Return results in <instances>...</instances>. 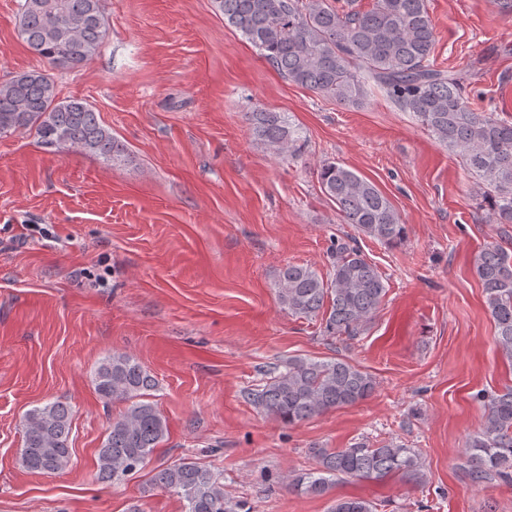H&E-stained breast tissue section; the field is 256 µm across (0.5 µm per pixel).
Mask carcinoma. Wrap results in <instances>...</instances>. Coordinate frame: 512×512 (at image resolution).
I'll list each match as a JSON object with an SVG mask.
<instances>
[{
    "label": "carcinoma",
    "instance_id": "obj_1",
    "mask_svg": "<svg viewBox=\"0 0 512 512\" xmlns=\"http://www.w3.org/2000/svg\"><path fill=\"white\" fill-rule=\"evenodd\" d=\"M224 19L293 84L341 105H356L374 84L409 113L448 153L465 160L484 189L499 224H512V121L478 112L466 97L463 76L432 59L434 27L426 0H216ZM20 35L40 60L61 69L83 66L97 54L106 32L102 0H24ZM256 139L275 155L300 152L302 135L282 112L247 113ZM35 131L40 143L75 148L106 161L126 148L98 120L93 107L57 98L54 82L41 70L19 73L0 84V135ZM318 179L343 222L385 243L403 239L405 225L390 199L371 181L343 164L326 162ZM332 271L286 264L274 282L277 300L289 314L321 318L328 336L357 339L387 293L386 279L355 239L336 241ZM494 322L495 344L512 363V254L488 243L474 259ZM153 376L131 355L114 353L95 371V390L105 403L127 402L112 422L97 454V477L117 483L150 461L168 435L166 420L142 400L154 389ZM376 389L375 378L345 358L290 359L265 386L251 394L258 410L292 425L329 410L355 405ZM484 409L480 431L464 443L472 485L500 480L512 484V388L479 393ZM72 411L54 400L20 418L23 467L57 473L71 463ZM316 467L292 477L298 494L320 497L338 479L380 480L401 473L423 482L419 453L393 440L377 446L355 442L346 448L314 449ZM154 485L186 502V512H250L246 503L224 496L223 476L194 462L158 469ZM330 512H374L363 498L336 500Z\"/></svg>",
    "mask_w": 512,
    "mask_h": 512
}]
</instances>
